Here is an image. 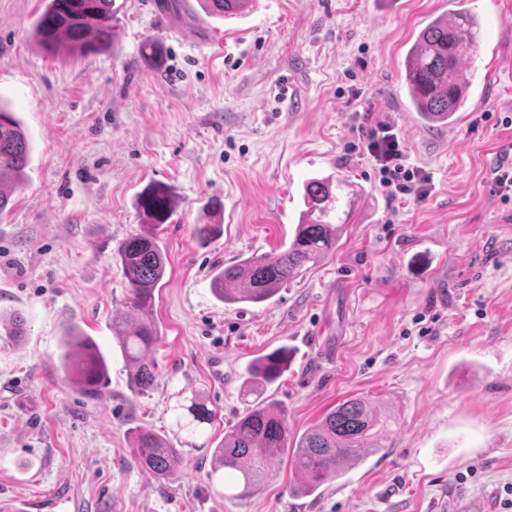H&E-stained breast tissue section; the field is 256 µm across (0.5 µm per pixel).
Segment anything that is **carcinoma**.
<instances>
[{"label": "carcinoma", "instance_id": "carcinoma-1", "mask_svg": "<svg viewBox=\"0 0 512 512\" xmlns=\"http://www.w3.org/2000/svg\"><path fill=\"white\" fill-rule=\"evenodd\" d=\"M214 16L232 19L245 13L255 0H201ZM115 0H45V9L34 27V37L50 56H87L106 49L112 41ZM478 18L467 11H452L433 19L416 37L404 60V82L411 107L426 127L448 125L468 100L473 72L468 59L477 49ZM31 143L21 122L0 104V214L12 194L23 187L31 158ZM332 197L328 178H312L304 185L305 211L288 245L274 258L248 257L218 271L211 280L215 296L226 303H261L336 251L347 220L331 223L327 203ZM143 224L125 239L116 260L129 287V303L139 312L130 322L123 313L112 316V329L130 364V382L136 393L149 389L156 379L151 353L159 333L151 318L154 291L166 270L165 253L157 229L168 223L175 203L167 187L153 185L138 197ZM69 384L89 399L106 394L108 362L89 337L65 336L59 357ZM287 354L265 355L243 376L245 395L275 382L286 370ZM189 418L176 415L178 430L193 432L211 423L212 410L201 402L188 406ZM388 421L364 397L337 403L323 419L300 437L290 439L285 412L253 401L245 413L224 432V441L212 452L213 471L235 481L241 492L258 488L272 475L284 453H289L300 483L294 494H310L327 481L342 477L372 452L383 448ZM133 454L143 471L157 482L176 479L185 454L171 441L149 430L135 438Z\"/></svg>", "mask_w": 512, "mask_h": 512}]
</instances>
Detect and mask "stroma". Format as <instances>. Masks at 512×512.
I'll return each mask as SVG.
<instances>
[{"label": "stroma", "mask_w": 512, "mask_h": 512, "mask_svg": "<svg viewBox=\"0 0 512 512\" xmlns=\"http://www.w3.org/2000/svg\"><path fill=\"white\" fill-rule=\"evenodd\" d=\"M474 84L453 123L422 128L402 65L451 0H258L229 20L199 0H116L112 48L49 57L32 31L43 0H0V101L31 144L26 182L0 218V512H437L466 492L501 512L512 485V201L491 176L512 143V0H470ZM150 40L159 64L142 56ZM393 125L429 195L390 202L370 161L346 155L356 113ZM312 177L345 180L354 205L333 255L269 301L226 304L215 270L289 242ZM177 203L159 230L166 273L152 317L156 379L134 393L112 330L130 313L113 254L139 232L136 197ZM220 235L198 240V224ZM109 360L90 401L58 357L70 327ZM287 347L268 389L291 434L361 396L391 419L381 451L314 495L289 461L247 495L211 472V448L247 411L242 375ZM212 423L183 440L187 465L150 480L130 433L171 435L173 408Z\"/></svg>", "instance_id": "1"}]
</instances>
